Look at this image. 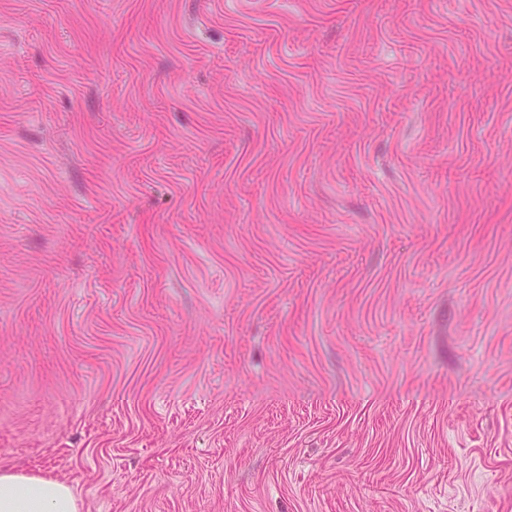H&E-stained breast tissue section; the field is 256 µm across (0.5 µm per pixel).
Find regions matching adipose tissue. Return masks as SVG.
I'll return each instance as SVG.
<instances>
[{
    "label": "adipose tissue",
    "mask_w": 512,
    "mask_h": 512,
    "mask_svg": "<svg viewBox=\"0 0 512 512\" xmlns=\"http://www.w3.org/2000/svg\"><path fill=\"white\" fill-rule=\"evenodd\" d=\"M0 512H80V506L66 482L2 470Z\"/></svg>",
    "instance_id": "obj_1"
}]
</instances>
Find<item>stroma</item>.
<instances>
[{
    "instance_id": "stroma-1",
    "label": "stroma",
    "mask_w": 512,
    "mask_h": 512,
    "mask_svg": "<svg viewBox=\"0 0 512 512\" xmlns=\"http://www.w3.org/2000/svg\"><path fill=\"white\" fill-rule=\"evenodd\" d=\"M0 469L512 512V0H0Z\"/></svg>"
}]
</instances>
